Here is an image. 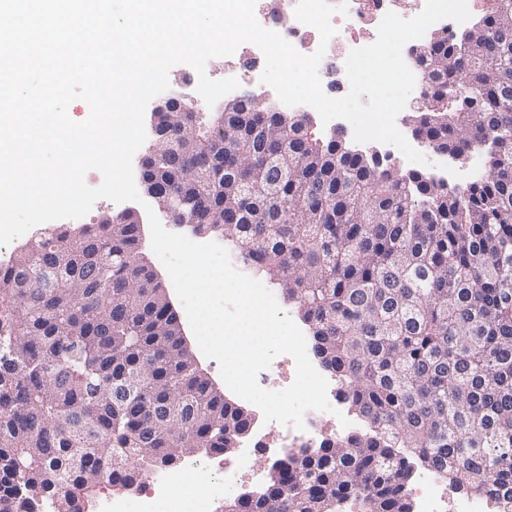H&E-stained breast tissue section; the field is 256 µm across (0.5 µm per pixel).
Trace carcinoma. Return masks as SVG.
Instances as JSON below:
<instances>
[{
	"label": "carcinoma",
	"mask_w": 512,
	"mask_h": 512,
	"mask_svg": "<svg viewBox=\"0 0 512 512\" xmlns=\"http://www.w3.org/2000/svg\"><path fill=\"white\" fill-rule=\"evenodd\" d=\"M427 92L423 144L487 172L458 189L358 150L306 112L257 98L218 114L168 112L147 187L205 198L220 231L294 307L360 428L273 465L260 497L224 512H410V459L512 512V0L413 50ZM467 106L448 108V89ZM224 139L216 150L210 138ZM288 177H283V172ZM131 214L35 233L0 265V512H82L107 474L223 453L252 417L224 400L183 343Z\"/></svg>",
	"instance_id": "cac0c4a2"
}]
</instances>
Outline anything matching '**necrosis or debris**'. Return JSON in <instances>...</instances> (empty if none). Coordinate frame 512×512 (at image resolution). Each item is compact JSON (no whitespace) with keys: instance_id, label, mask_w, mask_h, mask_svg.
Masks as SVG:
<instances>
[{"instance_id":"necrosis-or-debris-1","label":"necrosis or debris","mask_w":512,"mask_h":512,"mask_svg":"<svg viewBox=\"0 0 512 512\" xmlns=\"http://www.w3.org/2000/svg\"><path fill=\"white\" fill-rule=\"evenodd\" d=\"M347 14H333V26H347L348 30L377 29L383 16L398 10L401 17L409 19L420 13L425 0H412L409 6L396 8L393 0H347ZM285 39L303 54L324 49L318 74L321 81L347 85L346 60L352 49L362 47V40L345 41L332 36L328 43H321L318 30L289 16L284 22ZM252 470L250 452L227 462L218 454L206 452L199 458L184 462L181 466L155 472L145 467L141 479L142 490L135 504L138 512H214L216 501L236 496L238 485ZM106 492L104 512H131L134 504L119 494L112 478H104ZM488 500L470 495L449 499L440 479L433 472H425L418 488L417 512H490Z\"/></svg>"}]
</instances>
